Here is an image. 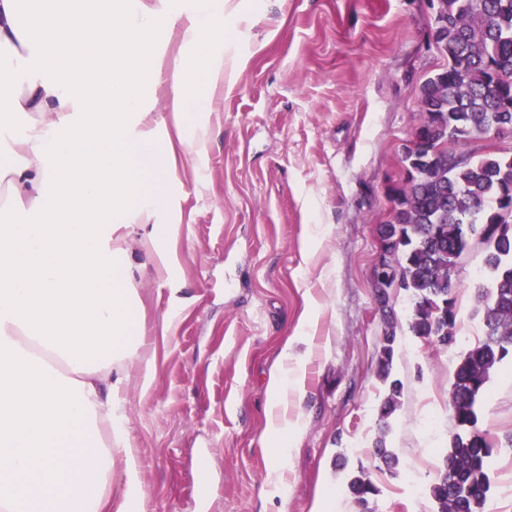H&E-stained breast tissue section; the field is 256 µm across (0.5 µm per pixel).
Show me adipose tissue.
Masks as SVG:
<instances>
[{"mask_svg": "<svg viewBox=\"0 0 512 512\" xmlns=\"http://www.w3.org/2000/svg\"><path fill=\"white\" fill-rule=\"evenodd\" d=\"M162 17L182 24L189 51L171 74L182 121L194 76L224 78L232 0H194L183 20L169 0H0V114L27 118L0 159V512H130L104 485L132 450L99 434L121 430L114 406L140 344L137 282L114 234L131 203L151 216L169 197L174 151L141 127Z\"/></svg>", "mask_w": 512, "mask_h": 512, "instance_id": "obj_1", "label": "adipose tissue"}]
</instances>
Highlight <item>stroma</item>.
Returning <instances> with one entry per match:
<instances>
[{
    "mask_svg": "<svg viewBox=\"0 0 512 512\" xmlns=\"http://www.w3.org/2000/svg\"><path fill=\"white\" fill-rule=\"evenodd\" d=\"M427 0H242L227 26L224 79L198 78L210 109L196 146L170 110L180 26L159 23V79L146 94L154 136L171 143L166 261L142 246L143 217L121 228L139 284L140 358L121 393L134 463L116 460L105 491L137 487L133 512H358L347 473L364 467L375 512H434L429 487L448 448L449 389L460 354L483 336L474 286L483 245L455 272L458 343L406 327L408 295L389 291L399 329L402 405L381 467L384 332L371 286L376 224L390 209L401 150L422 121L420 86L444 63ZM172 325H165V318ZM290 350L300 429L283 468L267 383ZM482 427L498 438L491 512H512V364L493 375Z\"/></svg>",
    "mask_w": 512,
    "mask_h": 512,
    "instance_id": "stroma-1",
    "label": "stroma"
}]
</instances>
